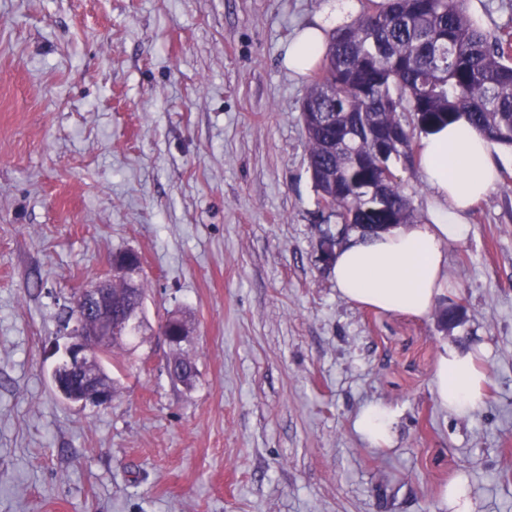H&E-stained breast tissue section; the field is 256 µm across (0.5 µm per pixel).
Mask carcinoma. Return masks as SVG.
Returning a JSON list of instances; mask_svg holds the SVG:
<instances>
[{
    "mask_svg": "<svg viewBox=\"0 0 512 512\" xmlns=\"http://www.w3.org/2000/svg\"><path fill=\"white\" fill-rule=\"evenodd\" d=\"M464 117L492 142L512 147V31L491 37L468 14V0H388L366 9L330 43L305 93L300 119L319 204L331 206L322 240L338 224H414L411 200L391 169L414 164L419 137ZM115 317L143 322L145 280L136 289L112 279ZM139 329L103 349L94 368L113 387L105 363ZM168 364L194 383L185 347Z\"/></svg>",
    "mask_w": 512,
    "mask_h": 512,
    "instance_id": "carcinoma-1",
    "label": "carcinoma"
}]
</instances>
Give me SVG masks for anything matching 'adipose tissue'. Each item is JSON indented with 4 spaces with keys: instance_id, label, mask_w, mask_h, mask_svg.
<instances>
[{
    "instance_id": "ef3b65f1",
    "label": "adipose tissue",
    "mask_w": 512,
    "mask_h": 512,
    "mask_svg": "<svg viewBox=\"0 0 512 512\" xmlns=\"http://www.w3.org/2000/svg\"><path fill=\"white\" fill-rule=\"evenodd\" d=\"M354 3L326 0L285 46L284 67L299 76L309 74L333 32L348 21ZM500 160L495 143L463 119L423 135L416 163L430 192L425 216L373 237L350 234L330 267L340 294L357 305L419 318L445 304L451 293L448 246L464 239L470 209L499 183ZM478 354L474 347L441 354L433 378L441 406L461 414L484 403L487 376ZM354 427L372 447L392 440L387 408L365 407Z\"/></svg>"
}]
</instances>
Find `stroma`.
I'll return each mask as SVG.
<instances>
[{
  "instance_id": "obj_1",
  "label": "stroma",
  "mask_w": 512,
  "mask_h": 512,
  "mask_svg": "<svg viewBox=\"0 0 512 512\" xmlns=\"http://www.w3.org/2000/svg\"><path fill=\"white\" fill-rule=\"evenodd\" d=\"M325 0H0V512H512V163L448 247L462 323L351 304L318 261L284 46ZM131 249L145 326L105 408L55 392L71 295ZM184 314L193 388L162 320ZM478 346L487 398L433 390ZM393 415L373 448L353 427ZM172 348L171 356L168 360L167 366L173 365L175 368L181 370L187 386H191L196 378V366L191 357L189 356L185 347L180 344H170ZM478 348L445 349L441 354L433 384L438 402L454 413L474 410L486 399L487 376L478 360ZM354 427L373 448L388 445L393 435V418L387 408L370 405L356 417ZM445 498L448 500V509H451V512H472L470 491L466 483L453 485L449 492L447 489Z\"/></svg>"
}]
</instances>
